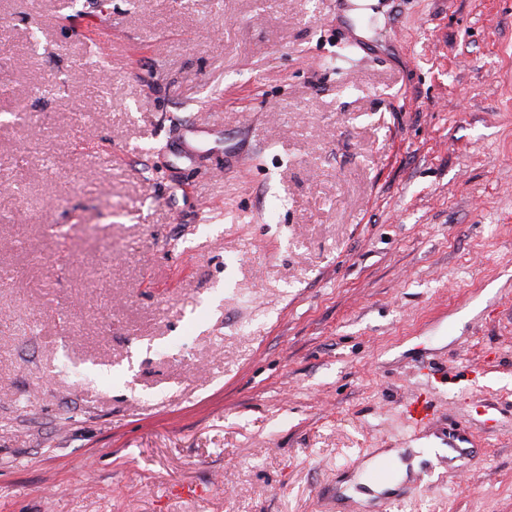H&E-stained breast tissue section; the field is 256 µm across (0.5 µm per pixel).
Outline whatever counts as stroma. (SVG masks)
Segmentation results:
<instances>
[{
  "instance_id": "35a3bbf8",
  "label": "stroma",
  "mask_w": 512,
  "mask_h": 512,
  "mask_svg": "<svg viewBox=\"0 0 512 512\" xmlns=\"http://www.w3.org/2000/svg\"><path fill=\"white\" fill-rule=\"evenodd\" d=\"M392 451L512 512V0H0V512H372Z\"/></svg>"
}]
</instances>
